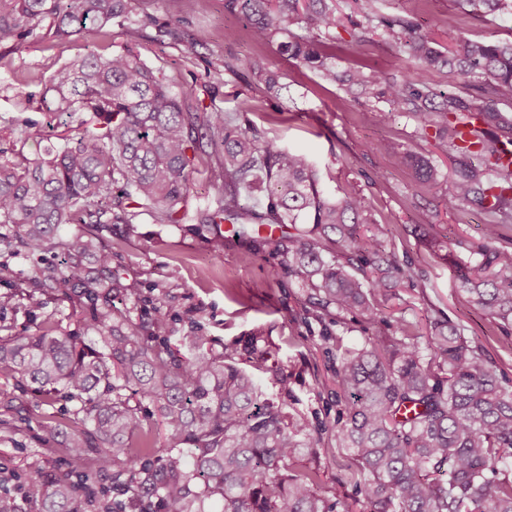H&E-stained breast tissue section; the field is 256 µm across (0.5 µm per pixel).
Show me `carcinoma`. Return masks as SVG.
I'll use <instances>...</instances> for the list:
<instances>
[{
	"label": "carcinoma",
	"mask_w": 512,
	"mask_h": 512,
	"mask_svg": "<svg viewBox=\"0 0 512 512\" xmlns=\"http://www.w3.org/2000/svg\"><path fill=\"white\" fill-rule=\"evenodd\" d=\"M371 29L407 48L412 66L398 79L372 70L336 72L328 52L339 24L333 0H226L242 15L252 37L316 72L384 99L389 111L408 112L420 129L433 127L450 154H477L479 166L456 171L450 204L459 210L486 206L481 266L493 276L459 268L464 289L503 325H512V252L491 245L498 226L512 223V117L496 103H512V41L460 37L437 50L415 21L378 15L376 0H353ZM129 0H0V43L22 51L25 39L50 21L67 40L127 17ZM302 30L299 36L295 30ZM429 67L490 84L495 100L446 97L440 107L425 78ZM246 68L268 89L279 75L261 59ZM51 105L72 126L64 144L18 161L0 160V251L37 263L35 276L11 285V297L36 306L30 289L71 303L72 312L44 319L36 334L0 336V377L28 385L51 407H67L65 448L73 469L37 476L21 485L22 497L0 494V512H332L316 490L318 474L289 471L304 448L320 438L284 404L263 396L251 374L216 353L208 336H189L190 355L176 353L158 335L166 314L147 326L114 305L135 298L139 284L112 268V246L92 231L114 221L136 224L144 214L157 224L179 221L176 206L188 192L196 157L188 155L204 128L224 154L217 207L203 223L228 219L248 233L256 210L240 203L265 183L273 224L312 222L315 231L275 241L281 259L275 274L300 279L322 307L358 311L369 323L384 321L377 296L401 274L395 253L382 249L383 224H367L357 195L331 200L317 188L307 158L245 131L221 112H192L128 46L110 57L89 54L64 64L51 79ZM498 134L485 139L483 126ZM434 179L426 160L393 154ZM67 224L89 231L62 233ZM340 256L327 257L330 246ZM63 260H44L48 254ZM75 322L66 331L63 320ZM368 336L341 355L336 371L348 401L338 430L340 447L354 455L352 478L368 512H512V392L488 367L484 351L463 329L437 325L425 343L406 333ZM92 334L98 346L81 343ZM159 404L172 447L157 448L144 402ZM95 465H88L91 454ZM112 470L127 501L113 509L100 502L96 476Z\"/></svg>",
	"instance_id": "cac0c4a2"
}]
</instances>
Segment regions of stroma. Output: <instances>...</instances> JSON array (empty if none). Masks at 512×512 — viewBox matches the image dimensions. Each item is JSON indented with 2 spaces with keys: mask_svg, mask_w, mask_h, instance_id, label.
I'll list each match as a JSON object with an SVG mask.
<instances>
[{
  "mask_svg": "<svg viewBox=\"0 0 512 512\" xmlns=\"http://www.w3.org/2000/svg\"><path fill=\"white\" fill-rule=\"evenodd\" d=\"M341 25L331 43L337 71L377 69L401 75L411 64L407 51L369 34L352 41L346 27L362 22L349 0H336ZM379 14L418 22L441 50L459 37L512 40V11L476 13L464 0H378ZM135 29L134 45L141 59L165 77L186 106L198 112L236 115L242 130L291 151L305 154L317 172L324 196L347 194L364 198L367 215L386 225V249L394 250L407 277L398 280L379 308L384 321L372 326L358 313L317 308L309 288L299 280L275 275L280 257L263 239L270 224L256 221L244 238L228 237L221 255H214L211 225L199 214L217 206L220 166L209 161L189 177V190L176 224H157L142 216L136 224H106L100 230L112 246V265L140 283L138 299L129 301L133 319L153 320L156 310L167 316L164 331L171 346L182 337L214 338L216 351L230 354L254 374L265 397H281L288 413L305 420L321 436L298 463L318 469L321 487L337 512H366L363 497L348 478L349 449L339 447L336 433L347 419L348 403L336 380L339 348L360 346L366 336L399 334L401 321L429 336L435 321L461 324L470 340L482 346L500 384L512 391V328L490 316L462 292L456 263L481 262L478 252L489 222L478 206L450 209L448 193L458 158L434 129H418L411 114H380L387 108L372 94L348 95L343 87L323 82L314 72L281 56L275 44L254 40L239 13L225 0H130L124 24H111L66 41L50 24L28 36L22 51L0 45V149L35 151L37 145H58L69 121L47 111L44 103L52 75L66 62L90 53L103 56L121 50L127 29ZM234 30L225 39V30ZM222 68H213L216 58ZM264 58L280 76L281 88L267 90L241 62ZM250 111H240L242 100ZM389 141L404 152L426 158L437 171L433 183L420 181L408 168L395 167L376 151ZM56 301L35 307L13 301L0 307V334H34ZM253 337L250 347L241 341ZM288 378L287 395L277 380ZM12 397L15 432L0 429V492H17L20 479L66 466L61 439L41 440L32 418L39 393L5 386Z\"/></svg>",
  "mask_w": 512,
  "mask_h": 512,
  "instance_id": "1",
  "label": "stroma"
}]
</instances>
